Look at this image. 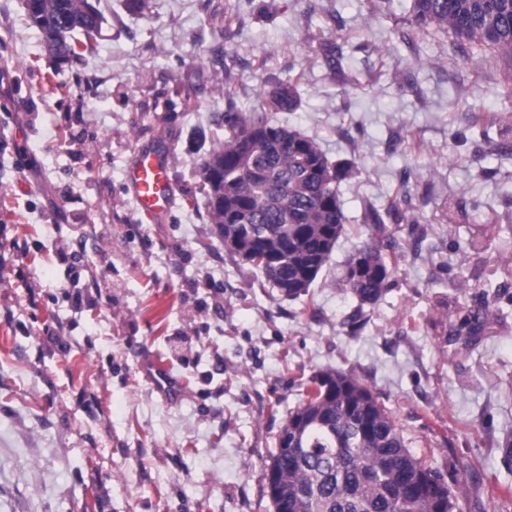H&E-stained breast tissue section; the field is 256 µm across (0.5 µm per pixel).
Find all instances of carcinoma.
<instances>
[{
	"label": "carcinoma",
	"instance_id": "1",
	"mask_svg": "<svg viewBox=\"0 0 512 512\" xmlns=\"http://www.w3.org/2000/svg\"><path fill=\"white\" fill-rule=\"evenodd\" d=\"M407 21L422 30L448 32L459 45L512 56V0H409ZM30 22L43 39L59 37L67 59L92 48L101 13L91 0H31ZM299 96L292 83H277L259 105L264 112H290ZM351 163H331L314 138L231 104L224 112V139L203 153L200 174L217 234L230 231L255 240L236 252L260 270L281 295L306 293L328 262L347 216L339 186ZM415 220L391 204L374 208L364 223L385 232L388 224ZM266 255L272 265L255 263ZM397 247L371 243L351 259L341 288L360 305L377 303L397 268ZM495 300L461 307L446 322L445 343L474 346L494 315ZM282 431L297 449L274 451L264 469L274 475L273 512H459L457 488L468 468L453 464L448 475L412 454L399 425L361 379L338 369L312 376Z\"/></svg>",
	"mask_w": 512,
	"mask_h": 512
}]
</instances>
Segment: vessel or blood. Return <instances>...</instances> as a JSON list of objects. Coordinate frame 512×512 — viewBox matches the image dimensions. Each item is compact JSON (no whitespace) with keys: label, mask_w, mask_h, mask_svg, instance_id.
<instances>
[{"label":"vessel or blood","mask_w":512,"mask_h":512,"mask_svg":"<svg viewBox=\"0 0 512 512\" xmlns=\"http://www.w3.org/2000/svg\"><path fill=\"white\" fill-rule=\"evenodd\" d=\"M171 153L162 148L139 147L125 171V185L137 211L155 224L164 223L174 205V188L169 180ZM142 370L162 397L180 398L184 387L158 359H147Z\"/></svg>","instance_id":"obj_1"}]
</instances>
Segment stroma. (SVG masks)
<instances>
[{"label": "stroma", "mask_w": 512, "mask_h": 512, "mask_svg": "<svg viewBox=\"0 0 512 512\" xmlns=\"http://www.w3.org/2000/svg\"><path fill=\"white\" fill-rule=\"evenodd\" d=\"M98 7L92 52L60 67L23 0H0V512H272L263 461L328 368L369 385L413 454L468 466L457 493L482 512L512 484V290L469 349L443 347L440 322L479 305L512 234V130L488 128L512 110V57L409 27L408 0ZM329 37L337 75L314 53ZM288 81L300 105L273 120L356 167L345 229L295 301L215 236L196 148L223 139L228 104L256 107ZM142 143L174 154L162 224L123 186ZM394 202L415 221L388 225L404 256L362 308L340 281L379 236L365 207ZM471 240L479 251H461ZM147 356L184 380L182 401L144 379Z\"/></svg>", "instance_id": "1"}]
</instances>
